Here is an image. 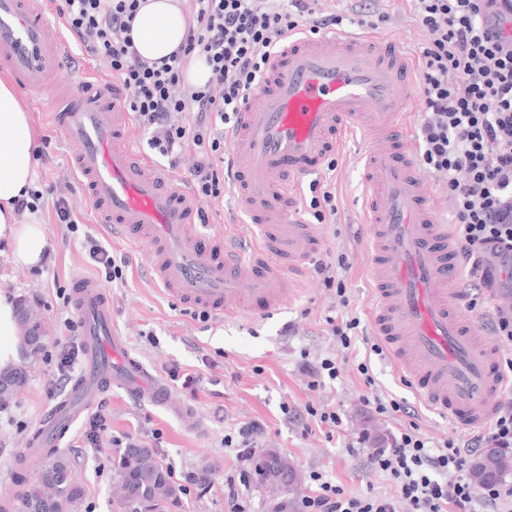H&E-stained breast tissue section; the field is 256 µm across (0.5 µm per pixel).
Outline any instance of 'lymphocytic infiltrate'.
Returning <instances> with one entry per match:
<instances>
[{
  "mask_svg": "<svg viewBox=\"0 0 512 512\" xmlns=\"http://www.w3.org/2000/svg\"><path fill=\"white\" fill-rule=\"evenodd\" d=\"M426 34L419 56L424 118L420 162L448 176V231L468 266L460 292L468 309L475 295L503 287L512 272V34L497 0H416ZM140 0H62L59 12L86 54L103 59L127 93L124 104L151 130L149 148L168 162L191 146L201 156L192 173L194 197L224 191V130L243 94L258 85L282 38L341 25L336 14L313 17L307 0H192L185 44L161 66L136 53L131 23ZM203 58L208 81L188 86L189 57ZM176 112L194 113L174 125ZM465 179H458V172ZM512 448V394L486 431L431 444L410 424L390 447L369 449L370 463L388 474L408 512H512V483L474 485L469 460L487 447ZM304 512H394L392 501L347 494L319 481Z\"/></svg>",
  "mask_w": 512,
  "mask_h": 512,
  "instance_id": "1",
  "label": "lymphocytic infiltrate"
}]
</instances>
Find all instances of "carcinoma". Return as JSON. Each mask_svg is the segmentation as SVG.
Here are the masks:
<instances>
[{
    "instance_id": "obj_1",
    "label": "carcinoma",
    "mask_w": 512,
    "mask_h": 512,
    "mask_svg": "<svg viewBox=\"0 0 512 512\" xmlns=\"http://www.w3.org/2000/svg\"><path fill=\"white\" fill-rule=\"evenodd\" d=\"M33 311L23 308L19 314L18 332L29 344L31 329L41 318L31 319ZM27 366L0 370V410L18 397L29 379ZM275 469L255 471L256 482L264 489L280 488L277 475L297 476L296 465L275 448L267 449ZM469 473L476 484L498 481L512 473V456L487 451L470 462ZM112 474L116 490L112 495V512H170L181 500L184 489L177 484L157 451L146 443L116 448L112 451ZM23 512H80L85 490L76 479L74 466L65 452L57 448L45 450L37 479L21 483Z\"/></svg>"
}]
</instances>
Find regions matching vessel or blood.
I'll return each instance as SVG.
<instances>
[{"label":"vessel or blood","mask_w":512,"mask_h":512,"mask_svg":"<svg viewBox=\"0 0 512 512\" xmlns=\"http://www.w3.org/2000/svg\"><path fill=\"white\" fill-rule=\"evenodd\" d=\"M66 62L51 0H0V69L64 137L100 223L148 247L147 271L166 296L218 316L268 312L294 293L303 259L321 247L317 226L299 217L297 186L362 133L374 330L424 406L460 427L490 420L506 383L494 342L478 341L448 297L457 268L448 259V227L411 160L414 70L401 46L370 31H302L271 55L261 84L224 132L236 206L255 227L248 252L221 231L200 240L194 199L136 151L125 91L105 89L86 61L61 80ZM73 302L87 362L44 414L29 452L70 437L108 390L200 428L193 407L129 352L98 283L77 278Z\"/></svg>","instance_id":"obj_1"}]
</instances>
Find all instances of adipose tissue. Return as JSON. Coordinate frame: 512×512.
Listing matches in <instances>:
<instances>
[{"mask_svg":"<svg viewBox=\"0 0 512 512\" xmlns=\"http://www.w3.org/2000/svg\"><path fill=\"white\" fill-rule=\"evenodd\" d=\"M189 21L179 0H141L131 37L141 59L155 62L184 43ZM33 128L11 82L0 79V238L15 264L38 265L46 247L39 221L19 223L13 202L26 196L35 179Z\"/></svg>","mask_w":512,"mask_h":512,"instance_id":"adipose-tissue-1","label":"adipose tissue"}]
</instances>
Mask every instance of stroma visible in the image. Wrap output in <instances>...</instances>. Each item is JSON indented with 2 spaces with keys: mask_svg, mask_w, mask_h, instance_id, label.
<instances>
[{
  "mask_svg": "<svg viewBox=\"0 0 512 512\" xmlns=\"http://www.w3.org/2000/svg\"><path fill=\"white\" fill-rule=\"evenodd\" d=\"M373 9L386 15L379 30L417 54L426 38L414 0H373ZM36 145L35 187L43 193L37 212L52 253L50 266L19 267L10 249L0 244V292L14 302L37 308L48 335L41 352L29 367V381L8 410L0 412V497L15 492L18 474L34 477L40 460L26 459V441L42 416L69 390L59 381L57 355L68 345L67 321L76 319L72 282L85 276L100 282L112 306V325L128 349L149 365L161 379L171 370L188 372L197 382L176 388V395L194 406L204 421L195 431L162 409L129 400L113 391L104 399L110 417L98 432L95 447H81L79 433H72L64 448L85 488L81 512H112V451L138 440L158 448L174 481L183 482L190 472L206 471L205 489L187 486L172 512H232L224 496L227 480L238 479L237 450L224 438L239 428L259 423L258 449L275 448L297 465L302 476L288 512H303L302 502L314 488V475H322L346 492L360 496L393 498L396 512H406L389 476L374 469L368 449L390 446L393 435L410 422L435 443L455 435L453 425L428 410L416 398L410 383L389 354H376L370 308V248L363 222V184L358 142H348L333 160L332 169L305 177L300 186L302 216L313 222L309 206L313 184L330 186L337 211L320 225L323 245L299 288L280 310L252 313L236 319L209 317L200 320L162 293L149 278V254L145 247L121 241L111 229L98 224L83 187L71 173L67 148L44 113L32 111ZM137 151L151 156L153 164L176 184L186 185L198 162L193 148H186L176 166L151 155L149 131L134 127ZM66 198L78 222L77 231L57 223L53 203ZM102 242L114 258L125 260L123 277L106 281L87 258L85 237ZM334 266L335 283H327L317 264ZM359 319L350 347H343L331 333V322ZM335 359L336 379L314 382L311 365ZM367 363L375 379L367 387L360 363ZM379 393L405 405V412L391 417L377 414L369 398ZM333 409L342 423L328 430L317 417Z\"/></svg>",
  "mask_w": 512,
  "mask_h": 512,
  "instance_id": "stroma-1",
  "label": "stroma"
}]
</instances>
